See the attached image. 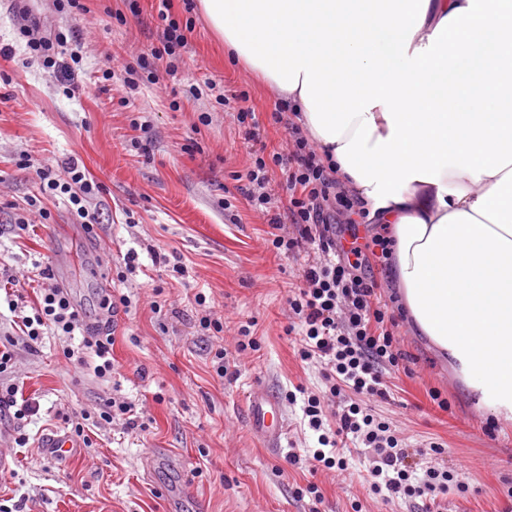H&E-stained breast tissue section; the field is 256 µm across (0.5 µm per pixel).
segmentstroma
<instances>
[{
  "mask_svg": "<svg viewBox=\"0 0 512 512\" xmlns=\"http://www.w3.org/2000/svg\"><path fill=\"white\" fill-rule=\"evenodd\" d=\"M91 13H57L52 0H30L44 29L72 28L82 46L84 91L67 97L59 81L26 61L16 29L20 18L12 0H0V262L20 267L66 259L54 281L66 288L91 325L105 324L99 307L105 291L125 295L131 307L114 324L115 369L99 380L89 365L66 361L61 342L45 333L37 348H18L13 381L39 411L16 428L0 416V446L7 448L0 469V506L9 512H414L413 499L385 502L370 495L365 462L354 455L347 470L309 476L303 463L317 436L304 429L300 404L288 390L301 385L319 392L322 368L300 360L287 328L294 315L288 297L302 287L303 268L313 252L288 256L268 245L270 227L244 196L232 208L222 201L235 190L234 173L250 164L245 130L215 100L173 97L184 85L213 80L248 95L261 125L266 153L285 152L290 140L272 114L279 99L248 70L228 65L201 14L182 51L176 76L160 74L157 84L124 85L121 69L156 45L163 23L161 0H86ZM117 18L104 22V9ZM114 69L105 88L96 76ZM210 113L201 125L200 113ZM34 165L19 168L20 153ZM77 158L104 187L96 199L100 223L95 239L74 224L61 198L45 200L52 213L23 238L11 231L13 210L25 207L36 191L35 166ZM139 267L127 280L118 272L127 251ZM161 263H152L151 252ZM185 266L182 279L168 268ZM204 293L205 305L194 296ZM163 301L162 314L152 310ZM221 321L223 332H202L201 316ZM254 322L259 348L236 351L238 328ZM408 359L388 374L391 398L375 405L396 435L413 448L437 442L438 462L461 474L467 492L449 490L442 512H512V421L496 419L479 406L454 366L407 323L396 330ZM238 364V379L215 373L216 351ZM263 388L279 400L285 433L279 444L259 437L249 422L248 395ZM447 398L440 409L430 391ZM132 401L137 429L117 418L92 434V446L75 441L64 457L45 454L50 436L69 435L72 413H97L109 398ZM494 433H486L488 422ZM28 443L17 447V433ZM322 494L320 504L305 495L308 481ZM183 484L192 495L169 503L171 487Z\"/></svg>",
  "mask_w": 512,
  "mask_h": 512,
  "instance_id": "obj_1",
  "label": "stroma"
}]
</instances>
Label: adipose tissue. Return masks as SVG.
<instances>
[{"mask_svg":"<svg viewBox=\"0 0 512 512\" xmlns=\"http://www.w3.org/2000/svg\"><path fill=\"white\" fill-rule=\"evenodd\" d=\"M388 225L412 327L512 411V0H198Z\"/></svg>","mask_w":512,"mask_h":512,"instance_id":"ef3b65f1","label":"adipose tissue"}]
</instances>
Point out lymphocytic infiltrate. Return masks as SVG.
Returning a JSON list of instances; mask_svg holds the SVG:
<instances>
[{
    "mask_svg": "<svg viewBox=\"0 0 512 512\" xmlns=\"http://www.w3.org/2000/svg\"><path fill=\"white\" fill-rule=\"evenodd\" d=\"M18 13L24 20L18 34L26 41L29 61L56 74L64 94L75 96L80 91L76 81L82 62L79 49L70 45L63 31L41 32L27 7H20ZM186 44L183 25L169 20L159 45L140 55L136 65L125 66V85L136 87L142 74L155 81L160 68L176 74ZM291 136L293 147L287 153L268 158L263 150L253 151L244 177L249 183L246 197L261 208L271 202L269 169L279 167L289 205L286 214L273 213L268 218L275 231L270 244L286 255L307 244L317 250L312 264L303 270V288L288 298L296 319L288 330L299 338L301 360H317L324 365V391L308 393L303 400L307 426L316 433L318 442L317 448L308 452L307 470L314 475L333 468L346 469L347 452L350 446L358 445L367 450V482L373 494L387 502L414 498L421 502L419 512H439V499L450 488L466 489L457 472L435 464L443 446L433 442L427 448L410 451L391 434L389 424L369 408L370 403L389 400L385 375L407 358L391 329L397 318L378 298L376 264L371 259L375 252L388 259L389 242L376 234L369 242L359 243L360 225L367 212L355 209L351 199L337 192L333 167L324 163L299 127H292ZM35 169L39 192L27 198L29 209L38 212L41 219H50L43 199L64 197L75 222L86 233H93L100 217L90 202L102 195L103 186L88 177L74 158L58 167L46 162ZM287 223L295 226L296 236L282 235ZM50 277L49 267L39 264L23 272L0 265V282L9 287L8 308L18 315L14 322L17 336L0 338V375L11 369L17 344L35 347L48 329L69 339V346L63 349L66 359L80 364L92 359L96 378L111 377V332L91 328L65 288L55 285L41 289L32 314L21 315L24 296L18 289L20 281ZM346 391L354 394L353 402L342 400Z\"/></svg>",
    "mask_w": 512,
    "mask_h": 512,
    "instance_id": "lymphocytic-infiltrate-1",
    "label": "lymphocytic infiltrate"
}]
</instances>
